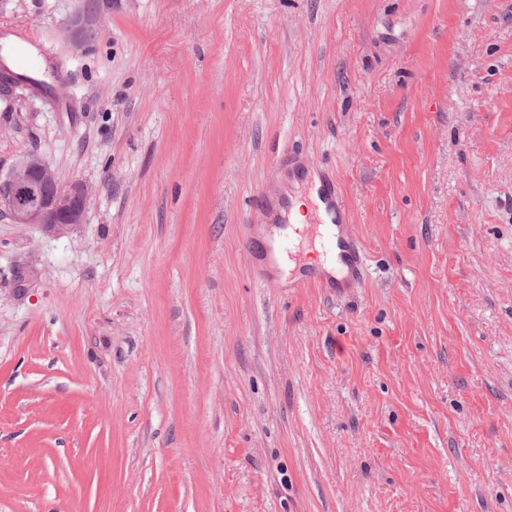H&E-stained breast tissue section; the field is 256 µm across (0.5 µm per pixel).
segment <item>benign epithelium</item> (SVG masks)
Wrapping results in <instances>:
<instances>
[{"label":"benign epithelium","mask_w":512,"mask_h":512,"mask_svg":"<svg viewBox=\"0 0 512 512\" xmlns=\"http://www.w3.org/2000/svg\"><path fill=\"white\" fill-rule=\"evenodd\" d=\"M95 37L94 13L77 14L67 29L75 47ZM89 202L87 186L75 181L62 185L44 157L31 153L19 160L7 174H0V213L15 224H39L50 233L61 234L83 222Z\"/></svg>","instance_id":"1"}]
</instances>
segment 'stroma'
Segmentation results:
<instances>
[{
	"label": "stroma",
	"mask_w": 512,
	"mask_h": 512,
	"mask_svg": "<svg viewBox=\"0 0 512 512\" xmlns=\"http://www.w3.org/2000/svg\"><path fill=\"white\" fill-rule=\"evenodd\" d=\"M0 0V512H512V0ZM340 184L364 276L263 250ZM94 15L96 13L86 11L74 16L67 29V38L73 46L83 47L94 39ZM89 202L87 186L80 181L61 185L44 157L31 153L7 174L0 173V213L14 224H40L61 234L83 222ZM306 183L309 185L308 193L306 196L296 193L294 195L288 194L286 192L287 197L289 198V207H287V211L281 210V214L286 215L289 221L291 222L293 228H288V235H293L296 237L294 231L295 229H303L307 225V217L308 215L314 213L310 208V205H313L317 208V212L319 216L326 221H330V216L326 213L325 205L320 200L317 189L319 187L318 176L315 173H308Z\"/></svg>",
	"instance_id": "obj_1"
}]
</instances>
